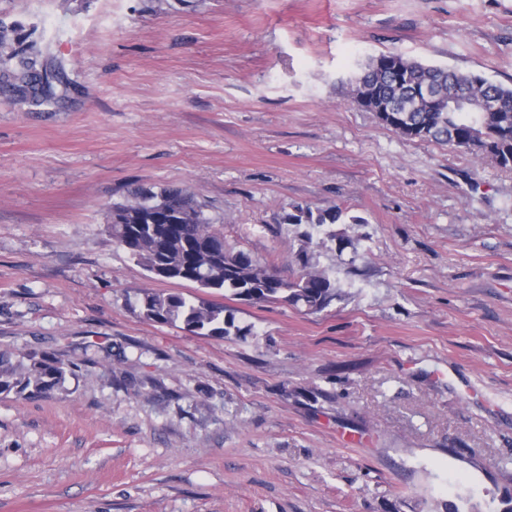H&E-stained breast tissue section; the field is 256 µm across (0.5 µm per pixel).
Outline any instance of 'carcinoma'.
Wrapping results in <instances>:
<instances>
[{"mask_svg": "<svg viewBox=\"0 0 512 512\" xmlns=\"http://www.w3.org/2000/svg\"><path fill=\"white\" fill-rule=\"evenodd\" d=\"M53 76L38 69L32 47L22 46L16 29L0 22V88L22 94L35 105L53 97ZM355 96L366 95L375 108L393 111L401 124L393 129L411 139L432 140L454 150L475 153L502 169L512 170V88L458 70L423 64L395 53L370 58L353 80ZM502 106L506 112H481V106ZM112 237L137 260L151 280L159 269L168 279L185 281L212 292H229L253 303L283 302L317 314L342 297L341 284L312 263L307 247L295 257V277L284 279L270 266L237 251L215 258L210 250L223 244L224 233L212 223L194 197L182 188L158 192L137 190L109 214ZM284 223L304 226L305 244L333 224L344 223L337 205H296ZM326 232V231H324ZM342 246L336 231L319 241ZM139 309L147 320L183 326L201 336H247L251 329L224 313L221 304L195 303L179 293L142 290ZM68 365L50 353L33 352L14 361L0 352V395L29 398L64 388Z\"/></svg>", "mask_w": 512, "mask_h": 512, "instance_id": "1", "label": "carcinoma"}]
</instances>
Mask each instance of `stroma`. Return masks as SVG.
I'll return each instance as SVG.
<instances>
[{
    "instance_id": "obj_1",
    "label": "stroma",
    "mask_w": 512,
    "mask_h": 512,
    "mask_svg": "<svg viewBox=\"0 0 512 512\" xmlns=\"http://www.w3.org/2000/svg\"><path fill=\"white\" fill-rule=\"evenodd\" d=\"M51 101L0 92V351L64 389L0 395V512H506L512 171L408 139L351 78L394 52L512 87V0H0ZM177 187L290 277L282 218L336 204L343 295L308 314L153 281L113 238ZM245 337L144 319L142 289Z\"/></svg>"
}]
</instances>
